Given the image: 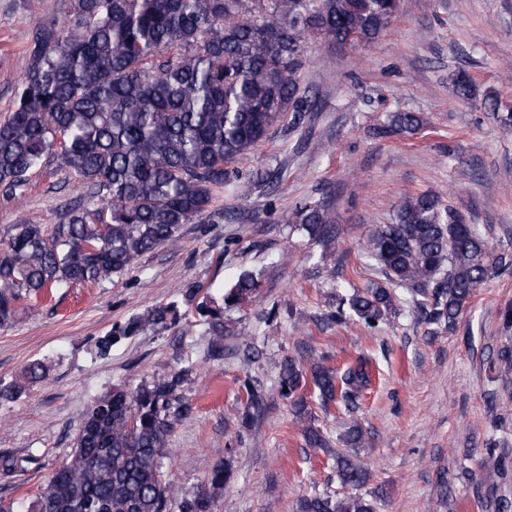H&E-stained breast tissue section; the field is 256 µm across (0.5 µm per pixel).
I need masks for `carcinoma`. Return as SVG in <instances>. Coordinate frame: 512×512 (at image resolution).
Wrapping results in <instances>:
<instances>
[{
  "label": "carcinoma",
  "mask_w": 512,
  "mask_h": 512,
  "mask_svg": "<svg viewBox=\"0 0 512 512\" xmlns=\"http://www.w3.org/2000/svg\"><path fill=\"white\" fill-rule=\"evenodd\" d=\"M72 27L42 29L32 62L17 85L11 111L0 118V184L24 195L29 173L59 160L85 188L81 201L52 228L24 222L0 244V326L23 298L52 288L96 287L132 268L142 256L176 240L184 224L211 214L213 189L231 184V167L291 115L296 127L317 108L302 84L306 37L345 44L355 36L370 44L396 18L397 0H70ZM448 78L456 97H477L466 70ZM482 104L494 120L512 125V105L487 89ZM428 119L397 110L375 128L382 137L420 133ZM285 221L328 250L336 245V214L323 203L302 202ZM365 257L384 281L336 297L320 316L326 328L352 320L376 331L397 313L396 290L406 289L418 318L452 329L491 273H512V251L492 250L464 214L432 194H408L394 220L364 244ZM252 271L223 289L222 305L197 302L211 340L207 355L224 358V311L257 297ZM178 302L154 306L97 340L99 354L147 328L170 329ZM321 353L300 367L280 363L282 396L304 422L306 447L331 451L322 429L308 423L301 390L310 385L324 411L358 410L371 383L369 360L344 368ZM189 366L114 387L97 398L78 429L71 458L29 502L26 512H210L230 479L216 464L204 485L178 495L162 472L176 422L194 407L183 396ZM240 431L251 428L265 406L263 388L250 377ZM333 452L336 479L353 492L301 497L296 512H377L378 495L357 489L369 469L357 449L365 443L355 423ZM36 459L0 455V472L20 473Z\"/></svg>",
  "instance_id": "obj_1"
}]
</instances>
